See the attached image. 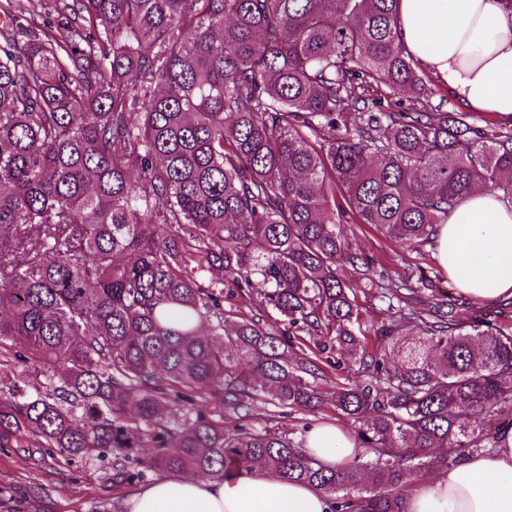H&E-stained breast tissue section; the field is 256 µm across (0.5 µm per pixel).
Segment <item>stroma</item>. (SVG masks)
Masks as SVG:
<instances>
[{
	"instance_id": "obj_1",
	"label": "stroma",
	"mask_w": 512,
	"mask_h": 512,
	"mask_svg": "<svg viewBox=\"0 0 512 512\" xmlns=\"http://www.w3.org/2000/svg\"><path fill=\"white\" fill-rule=\"evenodd\" d=\"M353 246L388 263L394 277H408L421 267L438 279L452 298L460 296L432 247L419 252L405 250L367 227L357 234ZM325 422L346 429L351 426L329 408L313 413L299 411L286 418L270 404L258 405L252 424L257 428L299 430L307 423ZM137 489L134 483L113 482L112 461L108 458L69 463L54 453L0 448V512H127L126 502Z\"/></svg>"
}]
</instances>
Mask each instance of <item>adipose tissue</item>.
<instances>
[{
  "label": "adipose tissue",
  "mask_w": 512,
  "mask_h": 512,
  "mask_svg": "<svg viewBox=\"0 0 512 512\" xmlns=\"http://www.w3.org/2000/svg\"><path fill=\"white\" fill-rule=\"evenodd\" d=\"M398 26L413 58L476 112L512 118V13L503 0H399ZM438 256L472 299L512 297V205L473 192L441 225ZM305 448L323 463L360 453L342 428L313 426ZM128 512H330L322 491L255 469L217 481L161 478ZM405 512H512V434L489 452L437 470L404 500Z\"/></svg>",
  "instance_id": "1"
}]
</instances>
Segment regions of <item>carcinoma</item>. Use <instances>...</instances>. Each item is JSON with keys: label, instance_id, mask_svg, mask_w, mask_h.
Masks as SVG:
<instances>
[{"label": "carcinoma", "instance_id": "obj_1", "mask_svg": "<svg viewBox=\"0 0 512 512\" xmlns=\"http://www.w3.org/2000/svg\"><path fill=\"white\" fill-rule=\"evenodd\" d=\"M398 2L62 0L54 28L0 0V366L48 381L0 399V448L110 453L116 483L257 468L332 512H404L432 449L498 447L512 305L393 278L336 206L419 251L475 188L512 204V127L432 104ZM359 293L388 301L371 332ZM334 353L361 373L331 379ZM257 402L329 407L369 457L323 465L244 423Z\"/></svg>", "mask_w": 512, "mask_h": 512}]
</instances>
